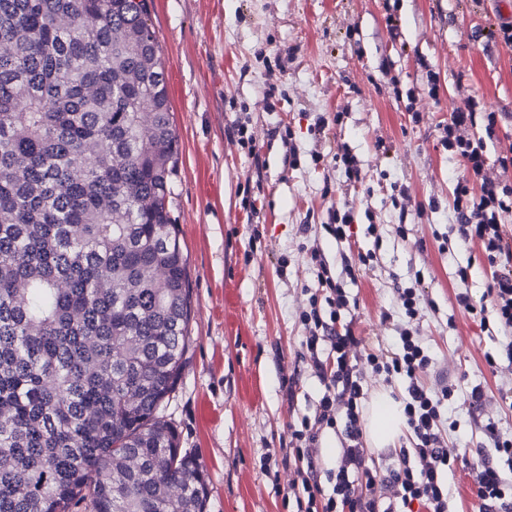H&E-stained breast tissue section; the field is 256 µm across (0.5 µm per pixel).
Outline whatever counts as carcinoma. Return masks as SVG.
<instances>
[{"label":"carcinoma","mask_w":512,"mask_h":512,"mask_svg":"<svg viewBox=\"0 0 512 512\" xmlns=\"http://www.w3.org/2000/svg\"><path fill=\"white\" fill-rule=\"evenodd\" d=\"M148 21V0H0V512H206L161 413L191 304Z\"/></svg>","instance_id":"obj_1"}]
</instances>
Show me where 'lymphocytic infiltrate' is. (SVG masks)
Returning <instances> with one entry per match:
<instances>
[{
  "label": "lymphocytic infiltrate",
  "mask_w": 512,
  "mask_h": 512,
  "mask_svg": "<svg viewBox=\"0 0 512 512\" xmlns=\"http://www.w3.org/2000/svg\"><path fill=\"white\" fill-rule=\"evenodd\" d=\"M477 106L471 99L451 112L441 145L449 156L464 161L468 171L454 188L451 230L460 243L479 246L485 257L491 270L486 291L490 304L475 306L465 294L457 301L481 326H495L503 354L488 353L484 359L492 373L512 385V225L504 221L512 213V183L502 177L512 168V156L500 159V174H489L485 139L494 136L497 115L478 113ZM480 121L485 137L470 136ZM311 257L318 263L319 286L300 320L323 393L315 414L291 426L289 493L295 512H448L449 474L474 461L479 464L477 512H512V472L499 466L500 461H512V438L488 422L481 426L483 439L476 447L448 444L442 409L455 402L458 387L444 378L432 386L424 380L432 358L419 330L421 288L397 291L406 324L399 331L398 352L390 353L342 323L349 305L346 291L322 262L319 250H312ZM369 376L388 390L405 382L397 400L414 442L413 448L399 450L395 466L381 472L368 466L370 450L364 442V382ZM328 429L340 435L341 446L335 467L326 470L318 443Z\"/></svg>",
  "instance_id": "f902f5d3"
}]
</instances>
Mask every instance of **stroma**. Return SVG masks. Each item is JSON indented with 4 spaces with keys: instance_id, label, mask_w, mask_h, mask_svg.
Returning a JSON list of instances; mask_svg holds the SVG:
<instances>
[{
    "instance_id": "obj_1",
    "label": "stroma",
    "mask_w": 512,
    "mask_h": 512,
    "mask_svg": "<svg viewBox=\"0 0 512 512\" xmlns=\"http://www.w3.org/2000/svg\"><path fill=\"white\" fill-rule=\"evenodd\" d=\"M148 3L178 136L170 211L192 303L186 364L163 414L207 476L206 512L293 508L289 426L313 414L323 390L298 320L317 285L315 247L345 285L356 332L383 349L397 345V288L420 279L419 325L436 367L460 392L481 386L484 418L512 436V407L483 361L498 340L457 302L465 293L484 304L489 270L469 247L443 243L452 192L467 171L439 143L450 113L472 98L500 115L487 142L489 170L512 153V49L490 35L503 0ZM431 71L434 98L423 92ZM240 123L253 132L256 154L237 144ZM340 145L359 159L360 182L336 166ZM402 191L411 199L404 216L392 205ZM345 200L368 263H349L324 228L328 209ZM464 264L471 276L463 282L455 271Z\"/></svg>"
}]
</instances>
